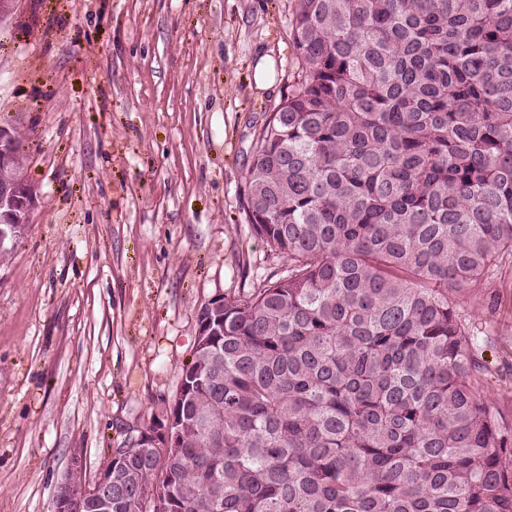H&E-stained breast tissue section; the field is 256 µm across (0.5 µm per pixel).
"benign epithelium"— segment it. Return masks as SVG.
<instances>
[{"mask_svg": "<svg viewBox=\"0 0 512 512\" xmlns=\"http://www.w3.org/2000/svg\"><path fill=\"white\" fill-rule=\"evenodd\" d=\"M13 133L0 125V168H9L15 161L12 151ZM36 206V195L25 181L0 180V247L15 235L21 224H28ZM109 454L87 489L86 469L79 451L71 454L66 482L61 485L51 503V512H112V464Z\"/></svg>", "mask_w": 512, "mask_h": 512, "instance_id": "7a95c632", "label": "benign epithelium"}]
</instances>
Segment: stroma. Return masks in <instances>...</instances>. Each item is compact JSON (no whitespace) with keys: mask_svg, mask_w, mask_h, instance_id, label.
Returning a JSON list of instances; mask_svg holds the SVG:
<instances>
[{"mask_svg":"<svg viewBox=\"0 0 512 512\" xmlns=\"http://www.w3.org/2000/svg\"><path fill=\"white\" fill-rule=\"evenodd\" d=\"M291 6L19 0L0 26V124L37 191L0 256V512H50L73 449L95 474L173 398L201 305L283 269L243 187L298 72ZM465 305L481 394L512 411V259Z\"/></svg>","mask_w":512,"mask_h":512,"instance_id":"1","label":"stroma"}]
</instances>
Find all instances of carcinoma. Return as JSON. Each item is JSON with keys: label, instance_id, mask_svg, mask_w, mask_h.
<instances>
[{"label": "carcinoma", "instance_id": "1", "mask_svg": "<svg viewBox=\"0 0 512 512\" xmlns=\"http://www.w3.org/2000/svg\"><path fill=\"white\" fill-rule=\"evenodd\" d=\"M243 210L288 263L215 312L112 512H512L461 297L512 257V0H292Z\"/></svg>", "mask_w": 512, "mask_h": 512}]
</instances>
